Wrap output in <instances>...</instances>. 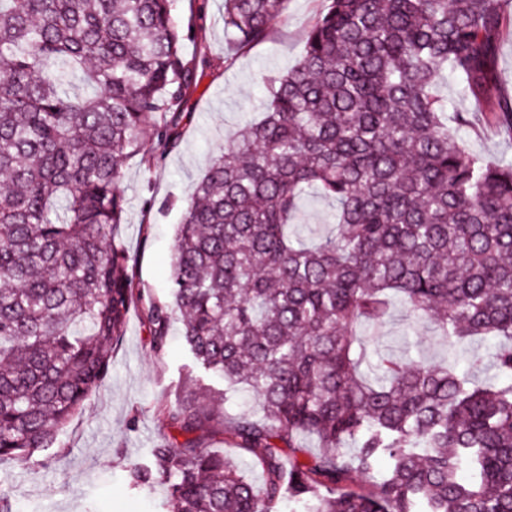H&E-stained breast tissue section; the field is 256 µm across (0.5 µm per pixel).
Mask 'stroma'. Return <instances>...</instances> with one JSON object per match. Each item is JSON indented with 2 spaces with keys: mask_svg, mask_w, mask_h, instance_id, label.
<instances>
[{
  "mask_svg": "<svg viewBox=\"0 0 512 512\" xmlns=\"http://www.w3.org/2000/svg\"><path fill=\"white\" fill-rule=\"evenodd\" d=\"M323 0H289L285 16L274 24L270 40L235 52L221 70L204 69L191 95V124L181 142L152 167L128 160L121 189L126 198L118 240L137 263L136 287L160 299L169 296L171 255L182 206L205 173L225 137L247 119L265 93V75L291 68L300 57L308 29ZM196 14L197 24L184 50L204 44L210 57L223 56V0H183L181 16ZM467 148L498 163L512 161V143L488 127L459 131ZM152 210H145V201ZM409 317L401 304L380 331L378 348L397 358L440 359L443 351L431 323L423 322L412 344L403 336ZM174 322L164 354H154L139 313H131L126 333L112 348V363L100 391L87 402L53 448L35 453L24 465L0 463V487L10 492L12 512H159L155 491L131 488L127 469L145 463L150 450L172 438L173 429L157 419L159 399L176 401L190 381L199 379Z\"/></svg>",
  "mask_w": 512,
  "mask_h": 512,
  "instance_id": "stroma-1",
  "label": "stroma"
}]
</instances>
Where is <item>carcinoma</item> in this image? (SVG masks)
<instances>
[{"mask_svg": "<svg viewBox=\"0 0 512 512\" xmlns=\"http://www.w3.org/2000/svg\"><path fill=\"white\" fill-rule=\"evenodd\" d=\"M179 2L0 0V461L54 444L137 305L154 352L180 315L224 400H258L232 416L157 402L185 439L128 477L166 512H512V163L469 152L436 92L448 72L512 137L496 71L512 0H325L264 112L192 188L162 301L116 231L123 164L155 165L190 118L199 59ZM287 10L224 0V36L251 48ZM77 70L96 94L66 89ZM312 191L336 212L307 243ZM397 300L434 323L446 362L371 349ZM475 338L496 341V383L473 379ZM217 439L253 455L260 487Z\"/></svg>", "mask_w": 512, "mask_h": 512, "instance_id": "cac0c4a2", "label": "carcinoma"}]
</instances>
